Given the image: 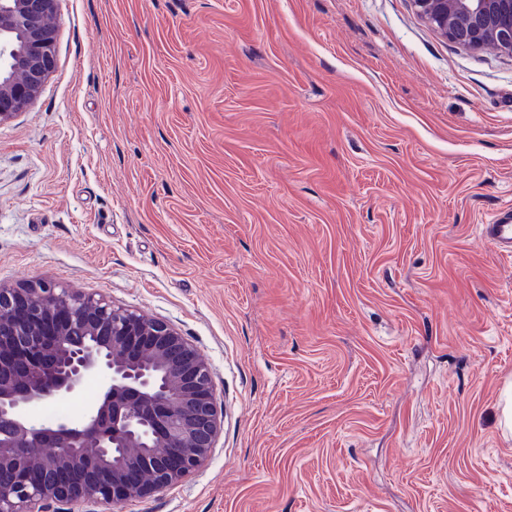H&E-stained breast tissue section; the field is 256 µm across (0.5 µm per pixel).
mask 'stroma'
I'll list each match as a JSON object with an SVG mask.
<instances>
[{
	"label": "stroma",
	"instance_id": "obj_1",
	"mask_svg": "<svg viewBox=\"0 0 512 512\" xmlns=\"http://www.w3.org/2000/svg\"><path fill=\"white\" fill-rule=\"evenodd\" d=\"M0 124V284L211 364L204 465L122 512H512V57L412 0H58ZM512 211L507 218L492 221L483 225V237L494 247L512 251Z\"/></svg>",
	"mask_w": 512,
	"mask_h": 512
}]
</instances>
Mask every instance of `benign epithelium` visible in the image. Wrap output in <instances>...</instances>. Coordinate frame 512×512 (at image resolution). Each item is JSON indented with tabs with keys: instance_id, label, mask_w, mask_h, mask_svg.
<instances>
[{
	"instance_id": "7a95c632",
	"label": "benign epithelium",
	"mask_w": 512,
	"mask_h": 512,
	"mask_svg": "<svg viewBox=\"0 0 512 512\" xmlns=\"http://www.w3.org/2000/svg\"><path fill=\"white\" fill-rule=\"evenodd\" d=\"M413 2L450 42L512 55V0ZM55 13L56 0H0V124L55 68ZM89 379L82 417L34 419ZM220 431L211 366L170 324L46 282L0 285V512L148 497L195 472Z\"/></svg>"
}]
</instances>
